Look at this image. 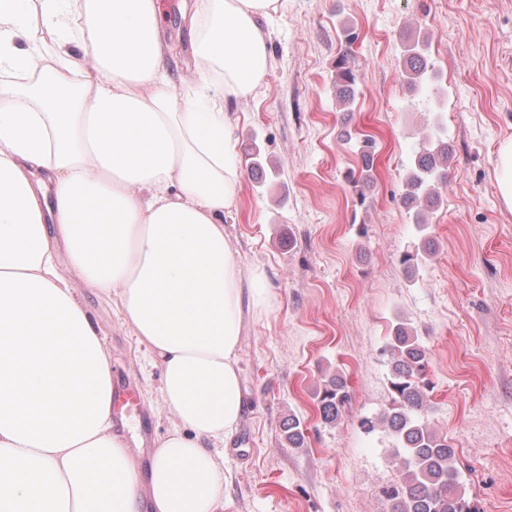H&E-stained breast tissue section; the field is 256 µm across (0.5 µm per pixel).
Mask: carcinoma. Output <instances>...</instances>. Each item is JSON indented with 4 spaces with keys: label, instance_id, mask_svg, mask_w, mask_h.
I'll return each instance as SVG.
<instances>
[{
    "label": "carcinoma",
    "instance_id": "cac0c4a2",
    "mask_svg": "<svg viewBox=\"0 0 512 512\" xmlns=\"http://www.w3.org/2000/svg\"><path fill=\"white\" fill-rule=\"evenodd\" d=\"M402 66L416 86L430 72L427 58L419 51L404 54ZM357 82L358 76L346 50L336 60V97L342 105L354 101ZM346 144L360 158L363 167L371 170L377 154L376 141L367 135L355 139L349 134ZM447 179L448 143L431 137L414 152L401 197L408 210L414 209L416 202L424 203V208L415 209V224H423V216L439 207V188ZM385 353L390 371L389 407L376 418L364 419L361 426L369 431L382 428L393 439L401 480L385 490L388 512H481L478 504L465 495L456 467L455 448L428 423L431 384L424 378L427 349L420 337L399 322L388 339ZM316 399L325 422L333 423L341 417L350 393L340 372L325 377ZM283 432L288 447H303L305 433L300 420L288 418Z\"/></svg>",
    "mask_w": 512,
    "mask_h": 512
}]
</instances>
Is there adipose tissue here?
I'll use <instances>...</instances> for the list:
<instances>
[{
	"label": "adipose tissue",
	"instance_id": "adipose-tissue-1",
	"mask_svg": "<svg viewBox=\"0 0 512 512\" xmlns=\"http://www.w3.org/2000/svg\"><path fill=\"white\" fill-rule=\"evenodd\" d=\"M280 5L195 0L199 82L181 91L160 0H0V512H224L242 302L269 293L224 232L241 177L224 100L262 82ZM64 265L161 369L176 426L148 473Z\"/></svg>",
	"mask_w": 512,
	"mask_h": 512
}]
</instances>
